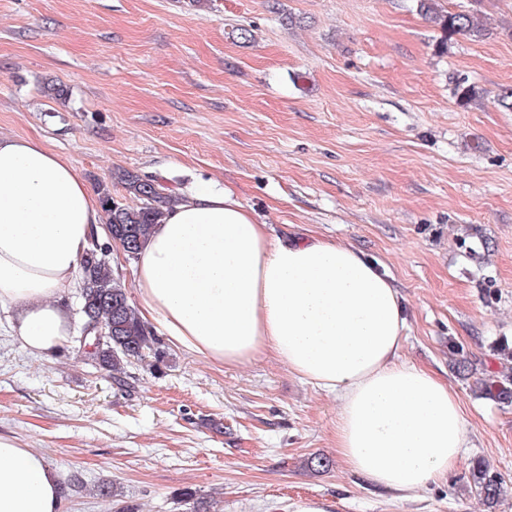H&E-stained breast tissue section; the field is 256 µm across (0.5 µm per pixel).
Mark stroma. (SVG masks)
<instances>
[{
  "label": "stroma",
  "mask_w": 512,
  "mask_h": 512,
  "mask_svg": "<svg viewBox=\"0 0 512 512\" xmlns=\"http://www.w3.org/2000/svg\"><path fill=\"white\" fill-rule=\"evenodd\" d=\"M481 9L486 35L441 54L416 0H0V134L130 206L125 170L180 198L207 183L272 238L370 257L404 301L403 358L456 393L512 512V405L475 391L512 344V112L453 95L512 86V0ZM153 332L120 386L73 346L33 355L0 313V436L60 468V512H115L101 483L140 512H189L187 488L210 512H487L466 461L412 498L348 471L335 397L270 354L218 364Z\"/></svg>",
  "instance_id": "obj_1"
}]
</instances>
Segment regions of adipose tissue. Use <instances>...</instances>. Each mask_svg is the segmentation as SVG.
Listing matches in <instances>:
<instances>
[{"mask_svg":"<svg viewBox=\"0 0 512 512\" xmlns=\"http://www.w3.org/2000/svg\"><path fill=\"white\" fill-rule=\"evenodd\" d=\"M102 209L72 161L33 137L0 136V311L32 353L63 347L60 304L81 285ZM143 319L227 365L268 352L336 396L347 469L404 497L447 475L469 445L456 393L401 357L407 318L393 282L359 250L315 236L271 240L232 193L201 185L138 254ZM65 486L40 452L0 436V512H59Z\"/></svg>","mask_w":512,"mask_h":512,"instance_id":"1","label":"adipose tissue"}]
</instances>
